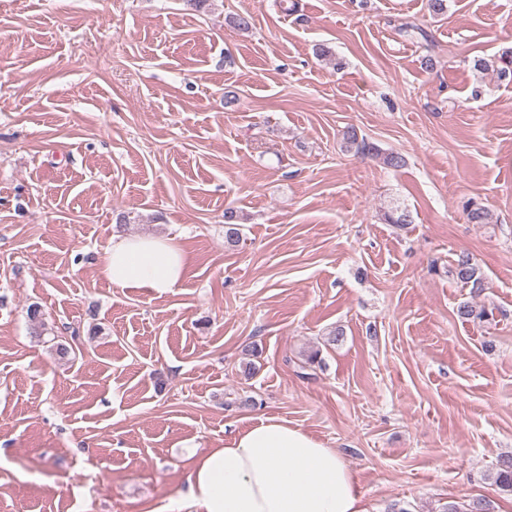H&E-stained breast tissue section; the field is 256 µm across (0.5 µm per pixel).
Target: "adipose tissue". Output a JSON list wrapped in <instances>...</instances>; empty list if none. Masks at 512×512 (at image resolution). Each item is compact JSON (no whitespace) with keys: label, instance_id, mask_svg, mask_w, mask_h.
<instances>
[{"label":"adipose tissue","instance_id":"obj_1","mask_svg":"<svg viewBox=\"0 0 512 512\" xmlns=\"http://www.w3.org/2000/svg\"><path fill=\"white\" fill-rule=\"evenodd\" d=\"M187 265L173 239L122 233L101 258L114 287L158 295L179 285ZM185 481L195 512H367L341 452L274 417L199 458Z\"/></svg>","mask_w":512,"mask_h":512}]
</instances>
